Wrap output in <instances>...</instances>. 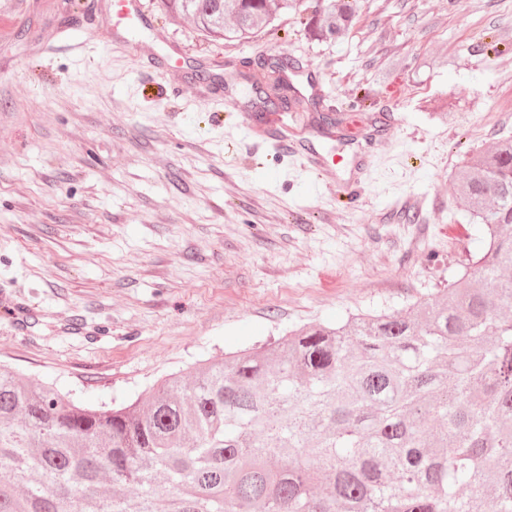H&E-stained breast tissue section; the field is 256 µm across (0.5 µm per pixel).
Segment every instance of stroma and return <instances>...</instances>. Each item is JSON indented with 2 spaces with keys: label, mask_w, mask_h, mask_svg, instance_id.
<instances>
[{
  "label": "stroma",
  "mask_w": 512,
  "mask_h": 512,
  "mask_svg": "<svg viewBox=\"0 0 512 512\" xmlns=\"http://www.w3.org/2000/svg\"><path fill=\"white\" fill-rule=\"evenodd\" d=\"M143 3L151 27L113 33L111 0H0V364L120 402L404 310L477 252L454 183L512 135V0H361L328 43L293 10L243 44ZM278 58L304 105L257 111L246 76ZM284 126L324 170L278 148Z\"/></svg>",
  "instance_id": "1"
}]
</instances>
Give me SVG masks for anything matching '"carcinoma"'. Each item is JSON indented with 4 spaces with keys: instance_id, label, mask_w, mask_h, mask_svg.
<instances>
[{
    "instance_id": "carcinoma-1",
    "label": "carcinoma",
    "mask_w": 512,
    "mask_h": 512,
    "mask_svg": "<svg viewBox=\"0 0 512 512\" xmlns=\"http://www.w3.org/2000/svg\"><path fill=\"white\" fill-rule=\"evenodd\" d=\"M299 0H161L246 43ZM315 41L360 0H313ZM251 86L301 100L260 63ZM457 191L480 252L402 311L291 331L273 347L93 407L0 368V512H512V136L469 156Z\"/></svg>"
}]
</instances>
